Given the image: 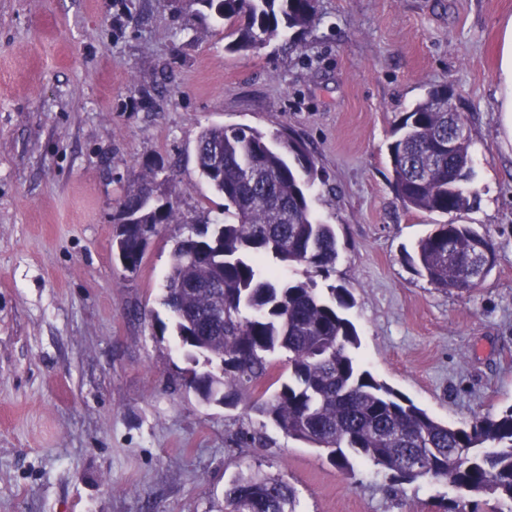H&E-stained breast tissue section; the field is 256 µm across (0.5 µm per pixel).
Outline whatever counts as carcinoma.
<instances>
[{"label":"carcinoma","instance_id":"1","mask_svg":"<svg viewBox=\"0 0 512 512\" xmlns=\"http://www.w3.org/2000/svg\"><path fill=\"white\" fill-rule=\"evenodd\" d=\"M232 38L226 50L256 53L292 31L320 21L318 0H198ZM463 112L448 118V87H432L401 117L388 145L396 195L408 210L461 213L474 209L469 138L456 133ZM196 164L224 197L223 218H204L176 241L163 288L177 336L191 358L224 361L222 373L192 371L185 385L207 403L230 405L238 389L268 375L267 356L288 352V380L260 396L253 410L287 436L326 454L342 470L359 459L397 484L444 479L458 492L448 512H476L482 495L496 512H512V406L465 427L443 424L361 368L353 354L359 335L341 309L345 288L324 296L311 276L288 279L266 264L306 266L325 275L337 258L336 231L316 216L309 190L314 158L297 140L253 128L204 127ZM149 168L120 201L121 249L136 272L144 243L176 221ZM421 275L450 294L470 293L496 262L492 241L465 224H439L414 250ZM292 485L282 477L237 478L224 512H296Z\"/></svg>","mask_w":512,"mask_h":512}]
</instances>
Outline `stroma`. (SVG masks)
Returning <instances> with one entry per match:
<instances>
[{"mask_svg": "<svg viewBox=\"0 0 512 512\" xmlns=\"http://www.w3.org/2000/svg\"><path fill=\"white\" fill-rule=\"evenodd\" d=\"M320 24L227 51L198 0H0V512H222L241 473L283 475L298 512H447L443 479L391 491L255 413L207 404L161 303L179 226L219 217L195 143L219 124L282 132L321 170L312 195L339 256L356 356L451 426L512 406V0H319ZM433 86L468 118L471 211L405 210L390 182L396 120ZM178 224L137 272L112 250L146 167ZM489 236L496 263L447 294L407 253L434 225Z\"/></svg>", "mask_w": 512, "mask_h": 512, "instance_id": "obj_1", "label": "stroma"}]
</instances>
